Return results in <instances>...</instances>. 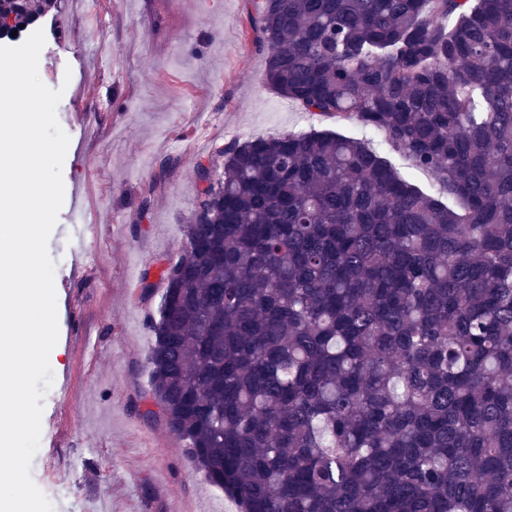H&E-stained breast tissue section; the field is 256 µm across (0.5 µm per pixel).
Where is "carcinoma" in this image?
Listing matches in <instances>:
<instances>
[{"label": "carcinoma", "mask_w": 512, "mask_h": 512, "mask_svg": "<svg viewBox=\"0 0 512 512\" xmlns=\"http://www.w3.org/2000/svg\"><path fill=\"white\" fill-rule=\"evenodd\" d=\"M254 25L270 88L435 189L330 130L197 166L162 422L242 512H512V0H262Z\"/></svg>", "instance_id": "1"}]
</instances>
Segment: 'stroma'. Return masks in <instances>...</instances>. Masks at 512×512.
<instances>
[{"instance_id": "35a3bbf8", "label": "stroma", "mask_w": 512, "mask_h": 512, "mask_svg": "<svg viewBox=\"0 0 512 512\" xmlns=\"http://www.w3.org/2000/svg\"><path fill=\"white\" fill-rule=\"evenodd\" d=\"M260 0H56L39 18V76L63 88L70 138L64 203L48 242L59 337L31 477L59 512H239L162 421L148 417V353L162 288L139 272L179 258L203 188L197 165L230 141L303 132L315 121L264 80ZM149 206H142V198ZM100 212L89 258H74L76 210Z\"/></svg>"}]
</instances>
